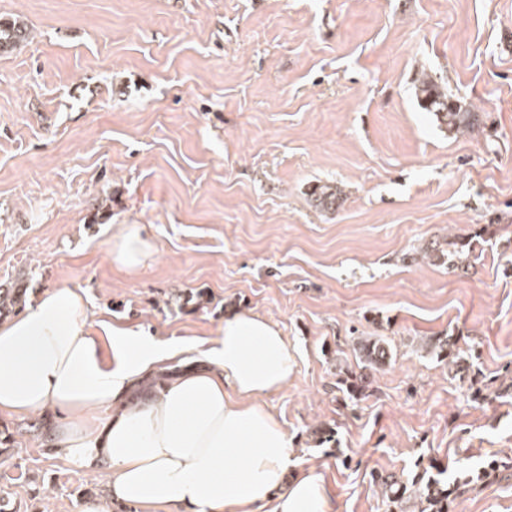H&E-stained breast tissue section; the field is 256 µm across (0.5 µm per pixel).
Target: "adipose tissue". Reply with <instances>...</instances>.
Here are the masks:
<instances>
[{
	"label": "adipose tissue",
	"instance_id": "ef3b65f1",
	"mask_svg": "<svg viewBox=\"0 0 512 512\" xmlns=\"http://www.w3.org/2000/svg\"><path fill=\"white\" fill-rule=\"evenodd\" d=\"M152 251L135 224L118 225L108 242L130 273ZM93 317L82 289L56 286L0 320V418L54 411L58 453L106 470L111 501L139 512H330L321 475L298 468L287 429L263 402L294 372L277 324L252 309L229 314L204 365L172 375L195 345L125 325L102 339ZM156 377L155 400L128 404Z\"/></svg>",
	"mask_w": 512,
	"mask_h": 512
}]
</instances>
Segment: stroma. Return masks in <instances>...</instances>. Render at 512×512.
<instances>
[{"label": "stroma", "mask_w": 512, "mask_h": 512, "mask_svg": "<svg viewBox=\"0 0 512 512\" xmlns=\"http://www.w3.org/2000/svg\"><path fill=\"white\" fill-rule=\"evenodd\" d=\"M0 285L83 289L115 322L210 339L256 309L295 357L265 400L330 512H389L420 467L448 512H512V0H0ZM447 82L452 133L415 97ZM331 185L340 205L316 207ZM136 224V274L107 253ZM477 238L452 267L428 251ZM392 358L351 396L358 341ZM453 337L466 369L424 342ZM503 466L491 477L490 460ZM104 475L24 426L0 455L20 512H79ZM29 32L21 23L0 19V54L12 51L26 42ZM416 96L421 109L430 112L448 131L461 132L472 128L476 121L474 112H466L462 106L451 100L448 91L429 76L420 79ZM153 243L136 224H119L112 229L108 253L122 269L136 273L152 255Z\"/></svg>", "instance_id": "obj_1"}]
</instances>
